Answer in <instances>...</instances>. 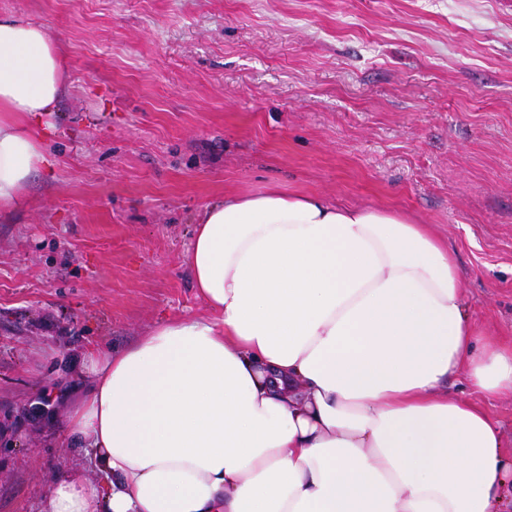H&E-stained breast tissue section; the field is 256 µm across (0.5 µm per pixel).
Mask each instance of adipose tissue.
I'll return each mask as SVG.
<instances>
[{"label":"adipose tissue","instance_id":"obj_1","mask_svg":"<svg viewBox=\"0 0 512 512\" xmlns=\"http://www.w3.org/2000/svg\"><path fill=\"white\" fill-rule=\"evenodd\" d=\"M66 77L47 27L0 14V217L52 169ZM208 315L83 356L60 442L84 456L41 512H506L512 459L478 404L512 350L472 317L454 254L401 211L272 185L206 205Z\"/></svg>","mask_w":512,"mask_h":512}]
</instances>
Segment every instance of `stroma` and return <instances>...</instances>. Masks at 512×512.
Here are the masks:
<instances>
[{
  "label": "stroma",
  "instance_id": "1",
  "mask_svg": "<svg viewBox=\"0 0 512 512\" xmlns=\"http://www.w3.org/2000/svg\"><path fill=\"white\" fill-rule=\"evenodd\" d=\"M58 36L52 173L0 221V512H40L66 390L204 304L193 226L268 185L393 206L455 251L475 321L512 346V0H0ZM29 414V411L26 409H17L5 405L3 407L0 406V419L3 418V423H7L10 427L5 433L2 432L0 434V447L1 448H11L19 446L21 443V438L19 437V428L16 427V424L19 423L25 416ZM14 423V426H12Z\"/></svg>",
  "mask_w": 512,
  "mask_h": 512
}]
</instances>
